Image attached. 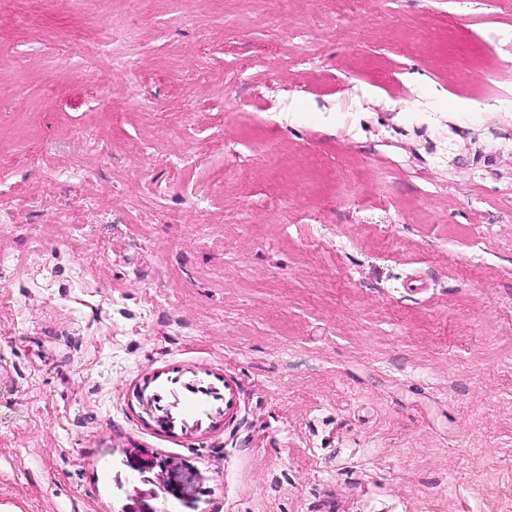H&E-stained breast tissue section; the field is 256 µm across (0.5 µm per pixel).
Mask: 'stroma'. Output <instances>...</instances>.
Wrapping results in <instances>:
<instances>
[{
	"instance_id": "35a3bbf8",
	"label": "stroma",
	"mask_w": 512,
	"mask_h": 512,
	"mask_svg": "<svg viewBox=\"0 0 512 512\" xmlns=\"http://www.w3.org/2000/svg\"><path fill=\"white\" fill-rule=\"evenodd\" d=\"M491 29L0 0V512H127L133 450L205 478L158 512H512V52L487 87L435 48ZM176 377L226 399L161 425Z\"/></svg>"
}]
</instances>
